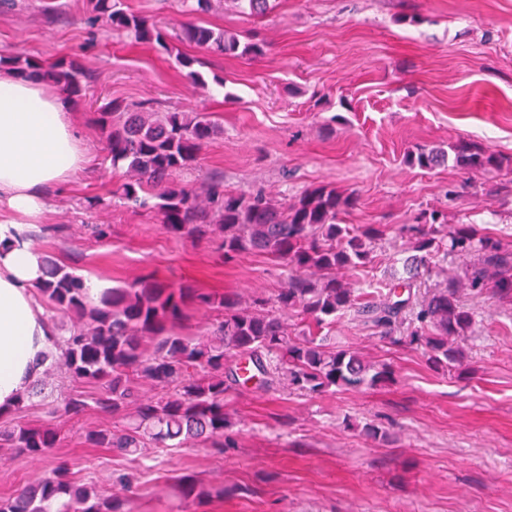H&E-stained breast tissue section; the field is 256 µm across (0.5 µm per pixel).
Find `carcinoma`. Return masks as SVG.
<instances>
[{"label":"carcinoma","instance_id":"1","mask_svg":"<svg viewBox=\"0 0 512 512\" xmlns=\"http://www.w3.org/2000/svg\"><path fill=\"white\" fill-rule=\"evenodd\" d=\"M235 2L250 16H263L272 9V0ZM90 4L98 17L133 41L169 49L161 31L146 17L123 9L121 0H90ZM185 38L224 56L264 54L262 43L224 29L191 25ZM0 68L49 80L62 86L70 98L82 96L90 80L76 61L66 58L44 66L30 58L0 54ZM97 122L112 168L129 174L118 188L123 203L156 212L165 231L176 236L201 239L219 233L224 258L265 254L281 262L288 277L274 298L255 301L251 307L242 306L236 297L192 296L186 288L154 280L113 288L95 302L82 276L42 260L44 279L36 286L38 294L50 309L76 317L65 334L54 337L60 365L72 378L99 385L92 399L98 411L124 414L125 424L119 429L86 432L84 439L91 446L125 455L146 442L157 448H178L193 441L229 447L233 440L226 434L230 423L224 414V393L259 374L269 388L278 384L309 394L392 383L394 373L388 365L368 363L318 335L348 312L367 319L383 338L390 339L407 309L408 344L422 348L435 368L461 363L463 353L456 341L471 330L474 317L460 300L458 282L448 281L412 306L407 299H393L391 292L378 301L361 303L354 289L338 277L340 270L369 264L374 244L385 234L376 224L354 228L339 223L356 206L354 193L319 185L282 203L262 191L233 192L224 188V180L216 179L200 201L174 176L192 170L204 144L220 132L208 114L154 112L144 104L110 100L98 108ZM450 150L455 163L467 170L487 172L503 165L501 156L465 140ZM445 157L440 148L418 146L407 153L406 163L430 170ZM447 228V216L438 211L425 224L407 226L414 254L404 259L397 285L408 286L427 267L429 256L440 251L437 235L443 232L449 237L450 251L481 254L484 267L465 274L471 293H483L491 279L500 297L512 298V256L490 243L473 224H460L450 232ZM490 267L494 269L491 276L487 274ZM191 297L224 312L204 337L176 330ZM283 310L297 312L306 328L293 334L281 315ZM229 352L245 357L257 373L244 376L226 367ZM191 367L202 368L203 374H190ZM136 378L151 382L162 395L139 399L132 386ZM61 404L69 414H79L88 406L81 394H70ZM57 442L58 433L48 427L0 431L1 447L31 457H48ZM123 506L120 498H104L92 488L74 485L61 464L36 486L0 499V512H124Z\"/></svg>","mask_w":512,"mask_h":512}]
</instances>
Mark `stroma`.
I'll return each mask as SVG.
<instances>
[{
	"mask_svg": "<svg viewBox=\"0 0 512 512\" xmlns=\"http://www.w3.org/2000/svg\"><path fill=\"white\" fill-rule=\"evenodd\" d=\"M59 2L53 19L43 0L0 8V53L45 65L67 57L91 76L71 113L90 162L26 227L41 257L109 288L150 277L235 294L246 306L286 283V269L268 256L225 258L220 236H173L156 213L115 197L124 176L97 123L98 106L113 99L211 114L221 133L178 177L195 190L220 176L227 189L281 201L321 184L355 192L342 223L387 230L370 264L341 273L361 301L379 299L401 272L410 246L403 227L436 210L449 227L478 225L512 253V0H276L260 18L233 0H211L197 14L181 0H123L196 58L195 80L162 47L92 23L88 0ZM190 23L254 37L266 53L205 52L181 40ZM459 139L499 154L503 166L468 173L405 161L415 147ZM477 262L473 252L436 255L413 300ZM462 299L475 323L458 342L461 365L434 369L416 347L342 315L328 331L332 343L389 365L394 383L319 394L235 387L224 395L234 444L223 449L190 442L127 456L90 447L85 431L121 426L122 415L64 413L61 394L90 398L98 387L46 364L39 381L51 400L1 412L0 429L51 427L59 444L49 460L0 448V498L37 482L57 457L75 484L122 496L125 512H512V301L490 289ZM369 425L379 438L365 434ZM121 475L133 478L135 494L117 484ZM183 475L201 483L202 498L180 503Z\"/></svg>",
	"mask_w": 512,
	"mask_h": 512,
	"instance_id": "1",
	"label": "stroma"
}]
</instances>
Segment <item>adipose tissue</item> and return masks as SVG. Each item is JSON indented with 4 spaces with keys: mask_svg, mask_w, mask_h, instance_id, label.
I'll list each match as a JSON object with an SVG mask.
<instances>
[{
    "mask_svg": "<svg viewBox=\"0 0 512 512\" xmlns=\"http://www.w3.org/2000/svg\"><path fill=\"white\" fill-rule=\"evenodd\" d=\"M70 109L51 84L0 68V412L17 405L53 345L35 294L41 257L22 232L48 211L50 190L88 161Z\"/></svg>",
    "mask_w": 512,
    "mask_h": 512,
    "instance_id": "ef3b65f1",
    "label": "adipose tissue"
}]
</instances>
